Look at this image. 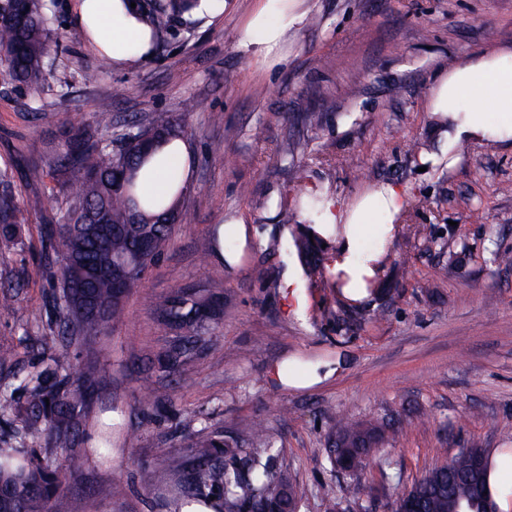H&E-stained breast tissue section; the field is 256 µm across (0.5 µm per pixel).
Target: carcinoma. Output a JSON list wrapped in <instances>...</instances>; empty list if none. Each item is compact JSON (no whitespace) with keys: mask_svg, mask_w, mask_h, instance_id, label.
Instances as JSON below:
<instances>
[{"mask_svg":"<svg viewBox=\"0 0 512 512\" xmlns=\"http://www.w3.org/2000/svg\"><path fill=\"white\" fill-rule=\"evenodd\" d=\"M20 0H0V73L23 90L29 107L41 98L51 73V44L59 42L56 17L49 0H27L26 19L13 20ZM189 0H167L159 7L140 3L153 34L171 29L187 10ZM182 113L147 125L134 123L116 135L115 147L101 143L89 128L71 126L63 132V148L49 161L51 175L65 190V207L44 226L42 241L59 251L55 277L59 291L54 303L59 314L60 341L51 348L49 363L36 374L19 379L18 388L28 393L23 405L3 404L0 414L10 413L16 433L43 437L47 448L66 450L65 466L40 458L28 448H0V512H48L63 491L65 471L81 469L89 457L103 461L112 455L115 425L108 417L97 424L89 448L72 447L84 425L92 395L110 378L105 351L96 343L107 326L124 315V300L112 296V279L135 273L140 280L148 266L165 252L175 225L182 221L183 187L171 184L174 201L139 194V171L147 159L137 149L140 136L152 134V147L187 135L190 114L201 101L188 97ZM20 210L11 195L0 198V237L11 240L21 223ZM141 238L153 242L146 258L137 255ZM322 238L313 224L298 232L293 247L311 285L325 282ZM224 286L217 283L180 287L152 302L157 320L177 332L173 343L157 358L156 378L149 384L151 398L144 408L167 399L159 381L191 363L207 341L212 326L224 315ZM88 345L90 363L73 379L59 375L70 359L69 336ZM179 425L188 438V454L167 458V467L187 476L186 486L166 499V512H181L183 504L215 503L218 512H289L297 507L298 491L281 460L270 428L261 420L246 424L247 437L222 435L196 429L198 414L178 412ZM385 440L378 422H346L329 449L333 471L359 474ZM488 460L483 448H465L451 460L436 465L404 490L424 512H489L494 507L487 490Z\"/></svg>","mask_w":512,"mask_h":512,"instance_id":"obj_1","label":"carcinoma"}]
</instances>
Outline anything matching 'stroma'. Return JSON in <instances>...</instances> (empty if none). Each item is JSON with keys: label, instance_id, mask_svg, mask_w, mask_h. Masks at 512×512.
Returning a JSON list of instances; mask_svg holds the SVG:
<instances>
[{"label": "stroma", "instance_id": "35a3bbf8", "mask_svg": "<svg viewBox=\"0 0 512 512\" xmlns=\"http://www.w3.org/2000/svg\"><path fill=\"white\" fill-rule=\"evenodd\" d=\"M73 4L54 0L62 38L50 52L53 75L36 109L18 106L17 90L0 80V157L17 163L12 186L0 185V194L12 191L25 209L19 244L0 241V294L16 297L13 311L0 314V345L14 351L0 365V397L25 403L17 378L45 368L42 349L56 320L48 306L58 256L42 235L64 196L52 179L27 182L28 165L58 151L71 124L120 128L134 118L168 119L189 96L203 108L189 118L195 167L183 220L128 293L124 319L100 337L112 376L94 393L84 432L115 410L138 442L107 462L89 458L67 477L52 512H162L176 481L162 460L186 451L176 408L196 412L210 431L239 433L250 419L266 421L299 491L300 512H322L328 496L347 512H390L398 492L460 449L512 448V267L490 261L492 251L512 252V149L471 140L449 166L448 140L426 110L449 65L512 47V0H308L307 18L280 61L266 64L238 44L255 0H235L219 24L178 18L152 58L105 69L91 87L80 73L100 59L72 25ZM172 70L179 84L168 81ZM117 86L123 97H113ZM217 112L223 122H213ZM307 112L325 113L323 126L308 128ZM417 139L431 148L415 157ZM292 140L301 144L293 157ZM360 170L406 188L410 201L385 245L390 296L356 305L339 289L308 286L291 228L274 216L311 186H333L338 199L352 202L367 186ZM240 220L246 243L224 240L226 252L242 255L230 274L212 231ZM453 253L456 272L439 279ZM260 262L268 279L255 275ZM290 278L291 293L284 288ZM434 279L439 286L428 291ZM207 282L226 289L224 317L195 368L166 379L172 406L142 413L146 377L170 340L151 302ZM285 361L335 362L339 372L295 389L269 376L271 365ZM383 416L410 425L389 436L360 480L331 474L327 449L340 426ZM361 485L371 496H358Z\"/></svg>", "mask_w": 512, "mask_h": 512}]
</instances>
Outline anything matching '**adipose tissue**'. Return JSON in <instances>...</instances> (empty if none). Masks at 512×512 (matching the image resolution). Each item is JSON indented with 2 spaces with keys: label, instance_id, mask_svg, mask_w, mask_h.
I'll use <instances>...</instances> for the list:
<instances>
[{
  "label": "adipose tissue",
  "instance_id": "adipose-tissue-1",
  "mask_svg": "<svg viewBox=\"0 0 512 512\" xmlns=\"http://www.w3.org/2000/svg\"><path fill=\"white\" fill-rule=\"evenodd\" d=\"M302 2L258 0L240 28V48L262 63L273 57L288 32L301 27L307 15ZM72 20L87 49L111 59L115 69L132 68L154 52L150 27L129 0H75ZM427 108L432 118L446 120L448 140L512 142V50L494 49L449 67L433 87ZM192 158L186 140L164 146L142 181L144 192H162L173 177L189 186ZM408 204L407 190L392 183L367 189L351 203H325L318 223L354 227L337 240L330 263L348 298H366V282L376 275L375 267L360 257L359 236L366 227L392 223ZM487 483L499 512H512V450L504 448L491 457Z\"/></svg>",
  "mask_w": 512,
  "mask_h": 512
}]
</instances>
